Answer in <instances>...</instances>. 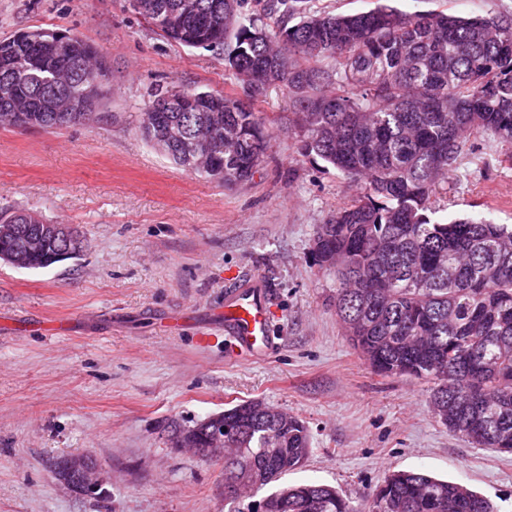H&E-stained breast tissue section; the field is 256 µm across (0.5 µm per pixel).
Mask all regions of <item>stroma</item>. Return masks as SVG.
Returning a JSON list of instances; mask_svg holds the SVG:
<instances>
[{
    "mask_svg": "<svg viewBox=\"0 0 512 512\" xmlns=\"http://www.w3.org/2000/svg\"><path fill=\"white\" fill-rule=\"evenodd\" d=\"M405 12L511 14L512 0H395ZM77 35L109 61L100 121L0 127V210L78 228L88 246L46 269L0 262V512H225L224 462L171 448L190 426L244 400L305 422L311 452L288 483L336 487L352 505L392 470L423 469L512 512V455L473 447L434 417L430 382L375 373L334 306L336 275L311 255L320 224L360 184L304 156L281 85L262 95L222 51L166 39L128 0H0V40L33 28ZM253 100L269 135L253 179L227 185L173 165L141 135L152 85ZM476 140L436 196L439 215L475 206L512 224V165ZM271 288L274 348L224 356L232 276ZM179 328H171V318ZM82 453L96 489L74 491L53 463Z\"/></svg>",
    "mask_w": 512,
    "mask_h": 512,
    "instance_id": "35a3bbf8",
    "label": "stroma"
}]
</instances>
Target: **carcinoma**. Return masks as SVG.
I'll use <instances>...</instances> for the list:
<instances>
[{"instance_id":"1","label":"carcinoma","mask_w":512,"mask_h":512,"mask_svg":"<svg viewBox=\"0 0 512 512\" xmlns=\"http://www.w3.org/2000/svg\"><path fill=\"white\" fill-rule=\"evenodd\" d=\"M138 14L186 48L221 49L254 94L294 99L301 150L364 190L319 225L316 262L336 272V316L382 375L434 384L439 422L470 443L512 453V225L485 215L438 221L432 198L464 147L492 138L512 161V16L312 11L307 0H141ZM99 52L42 28L0 40V125L57 129L93 121L109 77ZM194 103L140 115L144 138L176 165L249 181L268 142L252 105L195 92ZM214 127L205 155L186 141ZM47 220L0 212V254L26 269L60 263L61 244L27 248ZM224 502L269 488L255 512H497L490 499L422 471L385 476L361 510L336 488L282 478L310 454L295 416L259 401L224 410Z\"/></svg>"}]
</instances>
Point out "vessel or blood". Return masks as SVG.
I'll use <instances>...</instances> for the list:
<instances>
[{
	"label": "vessel or blood",
	"instance_id": "vessel-or-blood-1",
	"mask_svg": "<svg viewBox=\"0 0 512 512\" xmlns=\"http://www.w3.org/2000/svg\"><path fill=\"white\" fill-rule=\"evenodd\" d=\"M269 291L258 277L241 280L224 294V351L262 354L273 345L270 336Z\"/></svg>",
	"mask_w": 512,
	"mask_h": 512
}]
</instances>
